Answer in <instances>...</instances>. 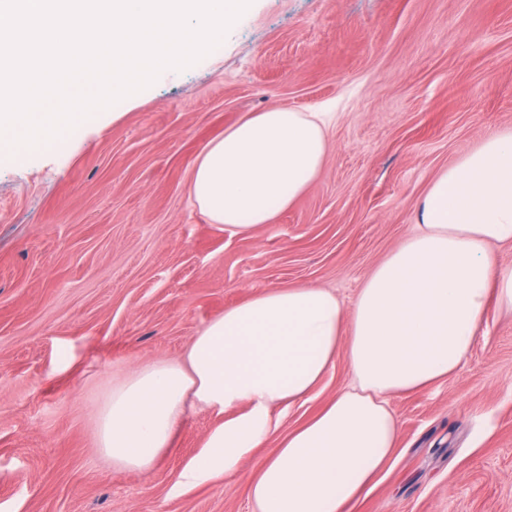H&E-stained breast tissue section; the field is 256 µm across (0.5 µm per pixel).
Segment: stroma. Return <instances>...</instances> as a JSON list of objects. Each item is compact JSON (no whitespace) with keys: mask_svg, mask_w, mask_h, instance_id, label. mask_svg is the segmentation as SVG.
<instances>
[{"mask_svg":"<svg viewBox=\"0 0 512 512\" xmlns=\"http://www.w3.org/2000/svg\"><path fill=\"white\" fill-rule=\"evenodd\" d=\"M276 106L333 113L324 166L273 224L229 236L189 195L193 163ZM505 128L512 0H256L194 65L1 157L0 512H252V475L347 387L345 361L235 472L189 489L218 416L189 411L150 468L118 469L94 436L113 384L255 291L351 304L432 179ZM393 409V458L352 512H512V316L489 306L461 369Z\"/></svg>","mask_w":512,"mask_h":512,"instance_id":"35a3bbf8","label":"stroma"}]
</instances>
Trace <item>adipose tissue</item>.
<instances>
[{
    "instance_id": "ef3b65f1",
    "label": "adipose tissue",
    "mask_w": 512,
    "mask_h": 512,
    "mask_svg": "<svg viewBox=\"0 0 512 512\" xmlns=\"http://www.w3.org/2000/svg\"><path fill=\"white\" fill-rule=\"evenodd\" d=\"M328 150L321 112H250L209 142L189 193L233 236L273 222L315 181ZM417 228L376 265L351 307L329 289L264 288L225 308L181 359L141 366L113 386L96 439L113 466L150 467L188 408L223 415L179 483L221 479L317 391L337 360L350 389L289 432L249 483L253 512H346L393 456V398L454 375L485 327L488 304L512 312V129L442 169L416 206Z\"/></svg>"
}]
</instances>
